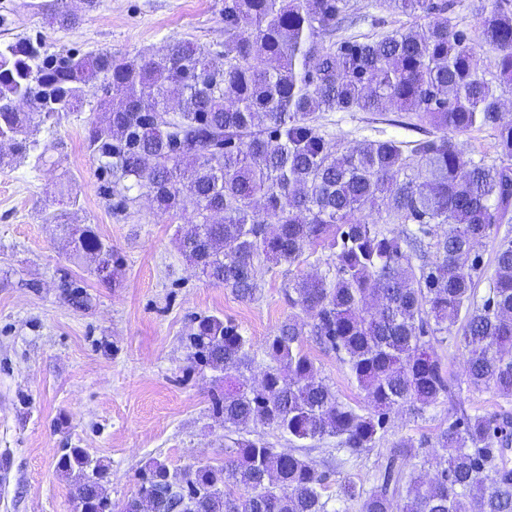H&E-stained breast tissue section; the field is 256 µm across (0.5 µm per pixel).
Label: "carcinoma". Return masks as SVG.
Here are the masks:
<instances>
[{"label": "carcinoma", "mask_w": 512, "mask_h": 512, "mask_svg": "<svg viewBox=\"0 0 512 512\" xmlns=\"http://www.w3.org/2000/svg\"><path fill=\"white\" fill-rule=\"evenodd\" d=\"M378 2L407 22L358 39L341 37L360 20L350 0H224L219 66L176 38L157 57L123 59L0 43V141L10 146L1 170L30 157L46 162L49 144L34 133L80 111L102 74L123 94L102 88L84 145L116 207L142 194L162 214L191 204L196 222L179 236L182 254L242 300L255 298L260 264L292 266L317 248L326 256L328 274L302 275L285 291L296 313L265 341L260 389L245 377L254 357L237 325L217 315L193 323V363L219 382L242 378L212 398L214 416L237 438L220 467L181 473L148 460L139 492L153 496V512H327V472L273 448L257 428L301 442L334 438L351 455L371 449L393 410L422 411L451 395L434 344L453 334L468 353L469 383L512 397V241L499 244L481 298L482 258L473 252L512 222V123L500 119L512 89V0H492L478 19L495 53L489 77L453 22L459 0ZM387 110L406 113L424 137L364 140L337 153L316 125L318 112ZM487 127L498 152L490 164L454 138ZM367 205L376 217L356 216ZM66 231L72 255L95 256L99 281L118 280L119 258L92 226ZM424 242L433 259L416 267L410 250ZM60 288L85 305L77 283ZM307 334L340 356L371 409L343 403L318 376L302 346ZM435 447L434 477L405 469L417 448L402 440L368 491L344 483V500L359 512H512L511 414L462 410ZM57 468L71 483L74 512H112L104 461L64 448ZM231 484L246 493L231 494Z\"/></svg>", "instance_id": "obj_1"}]
</instances>
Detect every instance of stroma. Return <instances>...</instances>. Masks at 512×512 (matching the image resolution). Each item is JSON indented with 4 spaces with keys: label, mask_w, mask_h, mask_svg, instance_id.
<instances>
[{
    "label": "stroma",
    "mask_w": 512,
    "mask_h": 512,
    "mask_svg": "<svg viewBox=\"0 0 512 512\" xmlns=\"http://www.w3.org/2000/svg\"><path fill=\"white\" fill-rule=\"evenodd\" d=\"M76 13L79 24L49 22L51 8ZM1 41L42 40L49 52L109 51L119 57L151 56L178 38L217 52L224 45V0H0ZM99 86H91L81 111L64 115L49 141L48 162L0 170V512H73L72 487L57 469L62 449L78 447L110 466L107 491L115 506L136 497L139 471L151 458L170 469L220 466L229 440L211 411L210 372L191 365L186 334L200 315L238 325L253 344L250 382H259L263 344L291 310L285 290L295 277L325 270V255L306 253L299 264L260 267L254 300L209 283L179 253L177 238L193 223V208L157 213L149 196L123 212L101 194L96 165L83 144L86 121ZM335 151L394 136L412 141L416 132L388 112H325L319 120ZM78 204H71L70 195ZM60 214L62 224L47 221ZM92 225L122 262L119 284L98 281L90 258H73L64 224ZM77 279L91 299L78 309L64 299L63 277ZM304 349L320 377L341 401L363 407L367 399L339 356L305 337ZM436 352L453 385L424 411L404 406L388 417L382 440L331 472L323 497L330 512H358L344 502L351 480L367 489L379 464L403 439L418 448L414 463L436 468L432 445L448 416L512 411L490 387L467 380L468 354L448 337Z\"/></svg>",
    "instance_id": "obj_1"
}]
</instances>
